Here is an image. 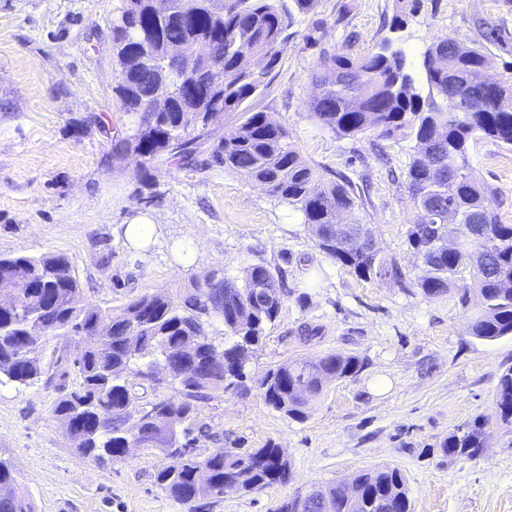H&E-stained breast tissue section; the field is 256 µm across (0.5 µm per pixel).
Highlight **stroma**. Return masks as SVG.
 Returning <instances> with one entry per match:
<instances>
[{
	"mask_svg": "<svg viewBox=\"0 0 512 512\" xmlns=\"http://www.w3.org/2000/svg\"><path fill=\"white\" fill-rule=\"evenodd\" d=\"M124 4L0 0V254H67L87 300L115 308L148 289L187 287L214 268L228 277L252 264L282 271L288 295L251 357L252 382L200 405L198 419L211 435L202 452L272 445L290 473L266 489L190 507L156 486L157 470L170 463L158 450L127 462L86 461L53 417L54 387L6 380L0 459L34 512H278L311 487L386 464L405 475L413 512H512V426L493 419L499 375L512 366V336L477 340L454 299H428L417 288L422 271L406 242L412 142L372 133L339 138L308 117L321 57L361 56L387 39L413 62L439 34L480 43L494 55L491 77H512V0H420L396 30L395 0H321L295 16L279 63L249 103L282 123L324 178L354 183L377 248L407 273L402 285L368 282L336 264L300 212L247 174L115 154V140L135 128L112 91V21ZM470 163L497 188L500 221L512 224V148L477 140ZM139 216L157 227L146 250L123 234ZM304 322L319 330L309 343L297 337ZM326 353L355 355L364 367L330 384L305 419L265 404L257 376L286 359ZM483 416V453L448 455L449 435Z\"/></svg>",
	"mask_w": 512,
	"mask_h": 512,
	"instance_id": "1",
	"label": "stroma"
}]
</instances>
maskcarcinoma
<instances>
[{
    "instance_id": "obj_1",
    "label": "carcinoma",
    "mask_w": 512,
    "mask_h": 512,
    "mask_svg": "<svg viewBox=\"0 0 512 512\" xmlns=\"http://www.w3.org/2000/svg\"><path fill=\"white\" fill-rule=\"evenodd\" d=\"M396 2L393 23L400 27L419 0ZM318 3L292 0L287 7L282 0H229L219 14L211 0H172L165 12L157 11L152 0H126L112 21V57L118 67L114 91L120 111L140 119L134 133L114 148L141 163L173 157L187 163L193 145L210 137L219 114H234L236 123L212 145L208 162L250 175L269 195L300 211L319 250L361 279L403 284L402 266L366 246L367 225L342 223L343 215L359 208L352 185L321 180L290 148L281 123L245 107L287 47L294 14L308 13ZM207 38L224 47L215 64L197 73L163 65L170 50L190 52ZM493 63L481 44L468 46L447 34L436 35L422 53L424 93L401 49L383 45L361 57L337 53L320 62V92L310 103L311 116L340 138L375 133L415 142L406 172L411 202L407 241L416 262L427 265L417 287L429 299L453 292L463 306L470 291L478 292L482 303L470 316L469 330L480 341L512 336V224L500 222L497 191L476 177L469 160L476 137L512 146V81L489 88L486 77ZM160 98L165 111H143ZM186 106L192 111H183ZM450 172L458 177L449 180ZM450 203L458 215L451 228ZM464 269L471 283L460 285L457 275ZM19 282L27 288L15 305L0 308V377L28 384L45 376L39 359L26 356L28 348L49 341L38 332L42 325L54 338L80 340V356L59 355L54 372L45 376L47 383L64 387L75 376V386L59 395L52 413L79 456L94 463L125 461L144 448H158L171 463L157 471L156 484L182 504L193 495L224 497L226 481L232 490L250 493L287 480L288 462L277 448H215L202 454L171 445L177 432L186 446L196 447L207 437L198 424V405L248 378L247 361L286 296L268 266L250 265L241 276L224 278V287L216 291L196 279L175 294L162 289L141 293L118 311L86 303L63 253L0 255V295L14 292ZM201 347L217 350L221 358L202 369L192 367L184 350ZM154 363L173 375L174 394L152 398L167 426L149 419L132 434L127 422L148 392V385L132 378ZM362 368L354 355L289 358L257 382L266 405L301 420L311 400ZM495 418L512 422V367L500 375ZM482 428L477 420L457 429L448 436L445 452L477 456L484 448ZM353 483L360 492L357 504L343 483H330L307 493V512H324L326 499L332 512L411 508L406 478L396 467L364 469ZM0 512H34L27 491L2 460Z\"/></svg>"
}]
</instances>
